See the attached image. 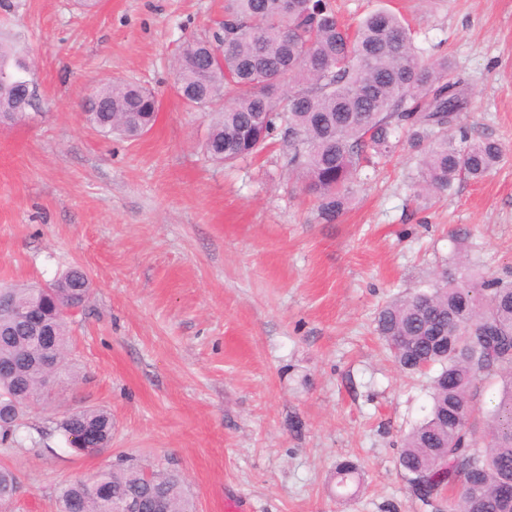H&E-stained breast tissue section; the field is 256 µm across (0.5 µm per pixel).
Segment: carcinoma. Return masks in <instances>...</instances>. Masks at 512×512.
<instances>
[{
    "instance_id": "carcinoma-1",
    "label": "carcinoma",
    "mask_w": 512,
    "mask_h": 512,
    "mask_svg": "<svg viewBox=\"0 0 512 512\" xmlns=\"http://www.w3.org/2000/svg\"><path fill=\"white\" fill-rule=\"evenodd\" d=\"M30 67L15 47L0 41V124L23 116L15 109L30 87ZM175 92L182 102L213 111L205 143L208 157L232 164L259 153L280 137L290 173L332 223L347 210L363 168L391 156L405 135L419 159V188L441 193L478 181L504 158L503 145L476 137L464 122L463 81L448 58L422 62L412 31L397 13L379 9L355 27L342 24L329 0H224V32L190 38L177 60ZM151 90L125 81L97 88L85 121L97 132L129 138L156 122ZM428 145H423V142ZM91 283L79 267L43 288H7L55 333L54 363L46 347L22 328L15 313L0 320V442L15 443L46 377L66 369L67 323L89 297ZM376 331L401 369L440 366L432 380L427 417L406 436L399 466L413 493L431 505L453 493V512H512V283L459 278L450 270L426 291L383 306ZM497 377L501 396L488 413L489 442L472 438L477 383ZM112 413L75 409L58 429L78 453L99 455L112 443ZM360 479L344 461L336 483ZM17 485L0 469V503ZM139 499L146 512H193L175 470L127 459L64 486L60 512H114Z\"/></svg>"
}]
</instances>
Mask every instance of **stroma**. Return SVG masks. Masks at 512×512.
Wrapping results in <instances>:
<instances>
[{
  "label": "stroma",
  "mask_w": 512,
  "mask_h": 512,
  "mask_svg": "<svg viewBox=\"0 0 512 512\" xmlns=\"http://www.w3.org/2000/svg\"><path fill=\"white\" fill-rule=\"evenodd\" d=\"M330 3L349 23L401 13L422 61L449 58L474 134L506 148L490 175L417 195L420 152L404 140L325 223L281 142L213 163L210 115L175 93L182 44L219 29L224 0H0V37L37 94L0 125V288L75 266L92 281L66 376L28 408L19 444L0 445L19 480L0 512H59L67 481L129 456L179 470L195 512L228 497L250 512H448L444 498L422 506L398 463L436 371H402L375 318L459 262L512 282V0ZM115 80L157 95L138 139L83 120ZM80 407L112 413L100 455L73 453L57 429ZM345 460L360 483L337 486Z\"/></svg>",
  "instance_id": "1"
}]
</instances>
